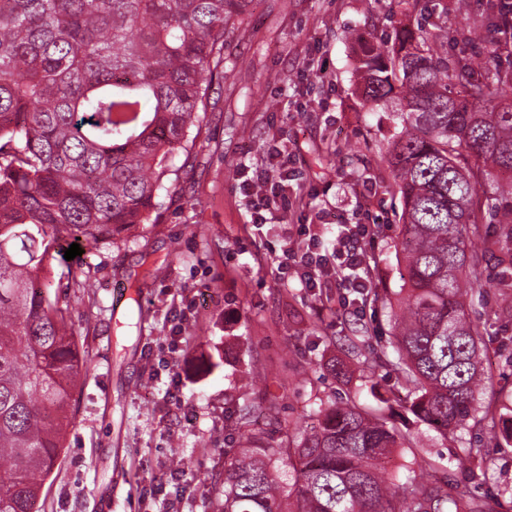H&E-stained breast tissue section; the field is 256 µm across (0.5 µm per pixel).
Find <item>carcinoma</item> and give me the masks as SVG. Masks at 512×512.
Returning a JSON list of instances; mask_svg holds the SVG:
<instances>
[{
    "instance_id": "cac0c4a2",
    "label": "carcinoma",
    "mask_w": 512,
    "mask_h": 512,
    "mask_svg": "<svg viewBox=\"0 0 512 512\" xmlns=\"http://www.w3.org/2000/svg\"><path fill=\"white\" fill-rule=\"evenodd\" d=\"M245 0H0V512H41L40 491L73 424L91 370L76 340L64 251L90 287L93 250L140 236L167 190L169 156L201 134L223 77L224 34ZM435 20L358 40L357 97L400 131L387 163L401 198L403 271L392 332L371 371L396 375L390 401L443 437L512 414L480 405L491 378L468 297L488 258L512 259V22L498 0L448 31ZM497 224L490 235L482 225ZM280 441L224 449L213 512H498L438 463L413 459L394 491L382 464L409 436L350 397ZM288 466L282 479L278 464Z\"/></svg>"
}]
</instances>
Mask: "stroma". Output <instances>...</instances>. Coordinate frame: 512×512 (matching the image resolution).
<instances>
[{
	"mask_svg": "<svg viewBox=\"0 0 512 512\" xmlns=\"http://www.w3.org/2000/svg\"><path fill=\"white\" fill-rule=\"evenodd\" d=\"M391 0H248L230 20L224 77L214 83L191 164L167 184L141 237L104 246L77 305V340L93 370L74 394V426L41 493L45 512H211V488L224 451L246 446L250 429L235 425L246 403L277 398L299 431L317 423L321 404L350 395L374 408L397 385L395 375L361 365L332 337L369 326L364 352L391 332V309L367 303L342 312L336 289L306 287L297 269L281 271L280 248L299 225H312L329 253L335 225H315L323 208L342 213L355 190L372 186L359 218L371 224L372 285L398 290L396 256L401 205L387 165L394 128L386 113L363 109L354 93V37L370 26L391 33L399 16ZM318 70L306 71L308 61ZM298 148L305 176L293 181L297 205L254 227L237 171L264 167L270 145ZM168 275L145 280L139 303L128 281L146 260ZM500 265H493L473 311L485 327L483 366L491 395L512 401V321L498 318ZM220 355L218 366L202 359ZM351 375L336 379L334 359ZM393 422L412 445L386 459L392 482L412 457L438 461L449 479L478 496L494 495L512 512V446L487 430L449 439L394 407ZM483 444L485 463L460 472L456 459Z\"/></svg>",
	"mask_w": 512,
	"mask_h": 512,
	"instance_id": "35a3bbf8",
	"label": "stroma"
}]
</instances>
